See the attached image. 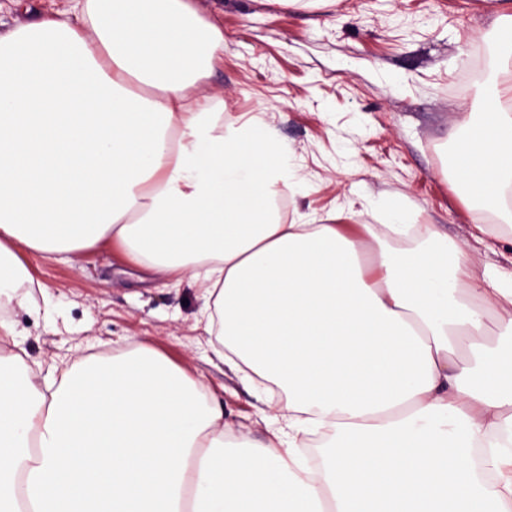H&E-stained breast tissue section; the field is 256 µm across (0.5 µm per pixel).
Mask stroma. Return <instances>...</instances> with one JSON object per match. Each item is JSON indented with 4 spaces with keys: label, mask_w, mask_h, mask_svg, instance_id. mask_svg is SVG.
Returning a JSON list of instances; mask_svg holds the SVG:
<instances>
[{
    "label": "stroma",
    "mask_w": 512,
    "mask_h": 512,
    "mask_svg": "<svg viewBox=\"0 0 512 512\" xmlns=\"http://www.w3.org/2000/svg\"><path fill=\"white\" fill-rule=\"evenodd\" d=\"M224 32V60L202 87L224 100V118L264 113L288 147L300 181L288 216L312 224L388 223L399 203L411 224H434L467 249L472 273L512 269V235L493 249L474 239L497 224L452 179L455 144L482 117L492 83L512 84V59L497 57L483 80L472 73L497 47L499 0H323L293 8L273 0H194ZM70 0H0V35L66 13ZM46 288L10 312L28 363L118 354L146 344L216 395L235 433L266 435L267 405L213 353L201 322L202 290L144 272L103 242L71 262L30 258Z\"/></svg>",
    "instance_id": "1"
}]
</instances>
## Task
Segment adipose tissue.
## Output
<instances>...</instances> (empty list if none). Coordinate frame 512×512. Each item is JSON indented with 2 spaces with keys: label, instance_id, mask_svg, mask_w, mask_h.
<instances>
[{
  "label": "adipose tissue",
  "instance_id": "adipose-tissue-1",
  "mask_svg": "<svg viewBox=\"0 0 512 512\" xmlns=\"http://www.w3.org/2000/svg\"><path fill=\"white\" fill-rule=\"evenodd\" d=\"M70 12L0 36V341L34 299L28 256L114 242L202 283L216 356L277 415L267 440L238 436L146 346L39 386L24 348L1 353L0 512H512V272L474 282L469 252L397 205L369 242L287 222L285 146L199 85L217 26L189 0ZM485 113L456 173L511 223L512 112L495 95Z\"/></svg>",
  "mask_w": 512,
  "mask_h": 512
}]
</instances>
